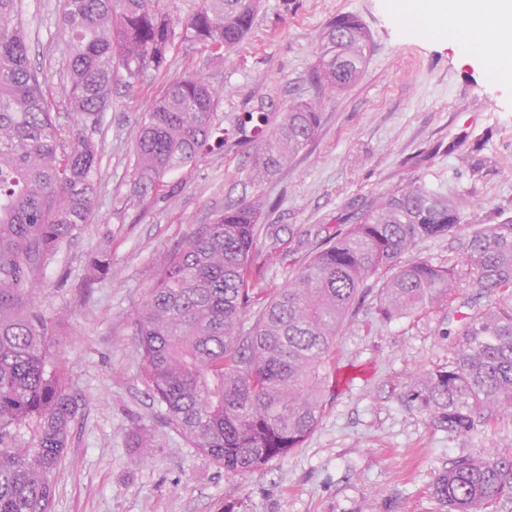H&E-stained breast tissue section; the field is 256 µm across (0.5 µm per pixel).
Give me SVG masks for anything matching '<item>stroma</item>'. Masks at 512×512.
Here are the masks:
<instances>
[{"instance_id": "stroma-1", "label": "stroma", "mask_w": 512, "mask_h": 512, "mask_svg": "<svg viewBox=\"0 0 512 512\" xmlns=\"http://www.w3.org/2000/svg\"><path fill=\"white\" fill-rule=\"evenodd\" d=\"M19 7L56 117L70 124L58 0ZM342 16L367 30V59L353 84L324 93L315 80L321 39ZM169 59L135 87L114 82L92 134L94 220L47 263L32 297L56 328L52 349L79 403L51 512H439L430 487L451 460L484 448L512 455V417L482 435L451 436L400 397L411 373L447 361L440 331L455 315L446 306L384 320L383 279L370 278L336 340V368L353 373L352 384L330 396L302 448L236 477L190 447L153 399L135 315L169 254L244 201L260 205L253 278L271 293L378 197L418 177L469 205L455 235L422 241L417 256L461 258L473 225L512 224V86L487 79L457 44L405 30L387 0H261L246 37L223 55L183 42ZM196 70L220 90L216 121L226 128L251 109L321 98L316 138L261 183L251 177V149L235 148L169 173L167 198L138 189L137 118L167 82ZM102 252L111 270L100 277L90 262ZM139 432L150 447H133Z\"/></svg>"}]
</instances>
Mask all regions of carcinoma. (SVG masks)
Returning a JSON list of instances; mask_svg holds the SVG:
<instances>
[{"label":"carcinoma","instance_id":"1","mask_svg":"<svg viewBox=\"0 0 512 512\" xmlns=\"http://www.w3.org/2000/svg\"><path fill=\"white\" fill-rule=\"evenodd\" d=\"M259 0H202L185 21L176 0H64L68 106L53 115L32 64L18 0H0V512H50L78 403L51 352V323L32 304L48 260L94 216L98 148L88 130L110 104L112 81L132 87L168 67L178 41L219 54L249 31ZM322 45L318 80L343 89L360 74L367 34L339 17ZM219 92L191 73L170 81L142 114L133 175L145 190L201 152L261 139L252 172L280 170L314 139L321 104L294 103L271 122L244 112L233 132L215 121ZM464 201L422 179L389 193L360 223L330 239L288 286H254L251 257L259 210L242 203L174 250L135 317L142 376L169 423L199 452L237 476L302 446L319 423L339 376L336 338L367 280L391 272L378 294L387 319L458 289L492 303L459 314L443 332L448 361L412 376L405 399L449 434L492 428L512 411V224H476L460 261L436 265L411 253L425 239L460 228ZM408 260H403L404 256ZM258 308L251 325L249 307ZM442 512H512V455L484 450L454 459L435 476Z\"/></svg>","mask_w":512,"mask_h":512}]
</instances>
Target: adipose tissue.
Here are the masks:
<instances>
[{"label":"adipose tissue","mask_w":512,"mask_h":512,"mask_svg":"<svg viewBox=\"0 0 512 512\" xmlns=\"http://www.w3.org/2000/svg\"><path fill=\"white\" fill-rule=\"evenodd\" d=\"M389 8L435 40L454 38L487 77L512 81V57L492 55L512 42V0H390Z\"/></svg>","instance_id":"1"}]
</instances>
